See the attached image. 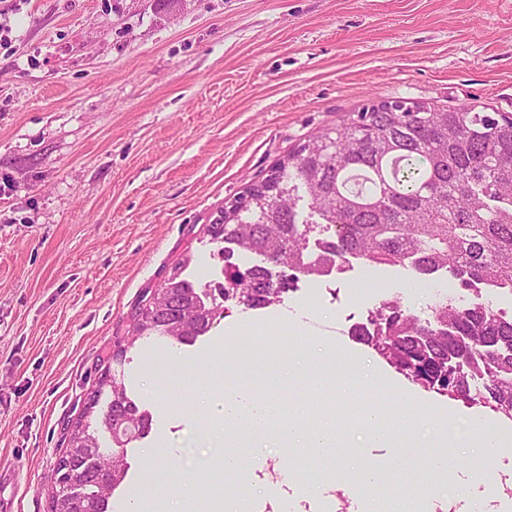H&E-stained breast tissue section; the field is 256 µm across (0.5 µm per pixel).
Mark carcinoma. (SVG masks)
<instances>
[{
  "label": "carcinoma",
  "mask_w": 512,
  "mask_h": 512,
  "mask_svg": "<svg viewBox=\"0 0 512 512\" xmlns=\"http://www.w3.org/2000/svg\"><path fill=\"white\" fill-rule=\"evenodd\" d=\"M265 191L234 198L208 225L214 240L282 264L292 279L318 276L354 258L369 266L410 263L419 274L451 273L512 292V117L469 104L440 110L424 101L373 102L350 121L300 144L263 181ZM304 191L309 218L299 207ZM232 287L201 295L174 269L142 300L133 339L193 343L224 318V302L260 309L280 301L282 284L261 265L231 267ZM407 377L467 395L512 418V316L479 297L443 302L422 320L385 302L360 332ZM465 371L448 375L453 358ZM109 401L89 429L103 393ZM150 412L114 375L101 379L83 417L68 428L56 468L52 512H109L124 481L127 446L147 436ZM110 435L112 444L100 441Z\"/></svg>",
  "instance_id": "obj_1"
}]
</instances>
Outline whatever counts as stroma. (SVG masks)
<instances>
[{
	"instance_id": "35a3bbf8",
	"label": "stroma",
	"mask_w": 512,
	"mask_h": 512,
	"mask_svg": "<svg viewBox=\"0 0 512 512\" xmlns=\"http://www.w3.org/2000/svg\"><path fill=\"white\" fill-rule=\"evenodd\" d=\"M462 103L512 115V0H0V501L51 512L68 424L81 414L132 316L173 267L200 285L223 279L221 242L205 232L246 187L318 130L374 102ZM431 277L410 265L357 264L330 287L299 277L276 306L227 302L194 344L129 345L124 382L153 416L128 446L109 501L125 512L151 481L146 512H225V453L249 475L252 512H512L501 477L512 447L487 459L450 448L432 468L437 429L397 422L388 442L343 447L224 445L177 368L222 399L296 367L330 377L359 362L406 393L453 411L452 431L501 429L505 416L399 373L359 339L387 301L428 318ZM365 493L359 462L384 468ZM436 479L424 497L417 479Z\"/></svg>"
}]
</instances>
